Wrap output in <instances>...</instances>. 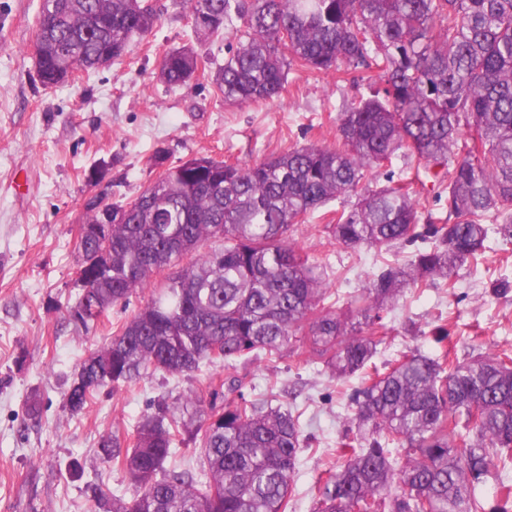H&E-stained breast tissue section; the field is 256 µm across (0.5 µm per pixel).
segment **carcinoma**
<instances>
[{"mask_svg":"<svg viewBox=\"0 0 512 512\" xmlns=\"http://www.w3.org/2000/svg\"><path fill=\"white\" fill-rule=\"evenodd\" d=\"M204 41L235 35L214 84L226 102L277 101L296 64L369 82L338 119L339 144L304 145L241 166L211 156L166 164L132 202L112 203L107 234L78 241L85 283L73 318L87 327L136 290L150 297L120 333L81 364L65 403L84 410L102 388L155 373L192 375L258 352L308 355L336 379L364 372L346 431L324 470L317 512H512L476 496L490 467L512 470V352L469 362L418 350L369 367L383 341L381 312L407 288H427L485 251L488 213L512 207V0H183ZM157 13L141 0H40L34 45L45 86L72 69L109 66ZM241 22L238 34L235 22ZM193 47L165 53L159 77L186 85L204 63ZM474 142L461 141L463 129ZM400 150L447 184L446 217H422L410 188H372L371 171ZM357 203L327 225L347 247L427 242L390 267L346 310L288 237L291 226L340 196ZM212 239L219 249L204 250ZM193 259L161 288L154 273ZM304 336L297 337V332ZM104 458L136 487L110 512H287L300 415L268 396L239 394L207 411L198 392L142 417ZM199 444L202 470L175 461Z\"/></svg>","mask_w":512,"mask_h":512,"instance_id":"cac0c4a2","label":"carcinoma"}]
</instances>
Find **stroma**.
I'll return each mask as SVG.
<instances>
[{
  "instance_id": "obj_1",
  "label": "stroma",
  "mask_w": 512,
  "mask_h": 512,
  "mask_svg": "<svg viewBox=\"0 0 512 512\" xmlns=\"http://www.w3.org/2000/svg\"><path fill=\"white\" fill-rule=\"evenodd\" d=\"M153 6L156 26L110 67L80 70L46 88L31 55L39 0H0V512H95L97 488L131 498L124 471L98 453L102 436L128 435L143 415L190 390L200 391L206 406L222 408L234 378L246 399L269 388L281 403L297 405L309 440L288 512H314L324 465L345 430L355 426L349 397L360 387V375L338 381L315 364L263 357L105 387L78 414L65 406L80 363L149 299L148 291L133 293L90 329L73 320L86 199L101 188L111 190L113 201L133 200L157 178L152 158L159 150L171 164L212 156L245 165L294 146L335 145L340 112L364 92L363 83L295 67L278 101L225 103L211 81L224 63V36L207 40L204 74L169 87L157 77L161 57L197 40L181 0H154ZM98 166L105 174L96 187L87 175ZM402 182L411 183L422 214H445L444 189L423 160L404 151L373 171L375 187ZM354 202L339 197L290 230L341 307L381 268L407 265L415 252L404 244L379 250L336 243L327 224ZM489 221L482 260L456 270L453 287L408 290L384 312L376 366L400 351L434 352L433 333L441 326L448 332L449 359L512 351V288L498 291L500 282L512 285V236L503 231L501 211H492ZM34 398L40 411L31 416L27 408Z\"/></svg>"
}]
</instances>
